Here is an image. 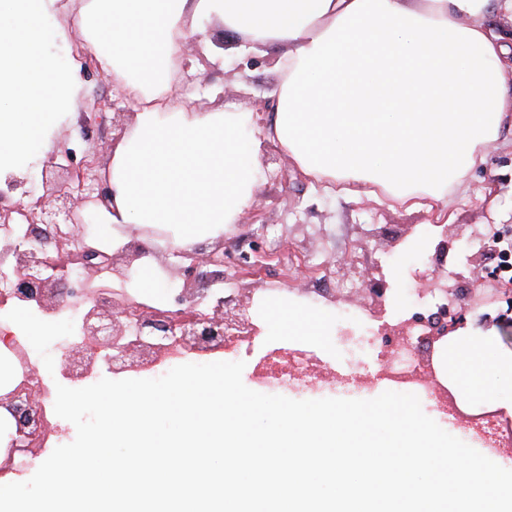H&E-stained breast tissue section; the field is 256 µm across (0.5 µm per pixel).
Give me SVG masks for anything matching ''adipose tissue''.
<instances>
[{"label":"adipose tissue","instance_id":"obj_1","mask_svg":"<svg viewBox=\"0 0 512 512\" xmlns=\"http://www.w3.org/2000/svg\"><path fill=\"white\" fill-rule=\"evenodd\" d=\"M0 0V181L49 154L72 123L94 58L135 102L133 122L103 170L110 205L89 204L97 228L152 227L168 247L223 235L263 178V145L288 154L324 192L436 209L448 221L454 185L502 134L512 135V0ZM223 26L243 58L280 47V87L265 119L197 110L170 99L187 38ZM80 39L60 61L48 43ZM266 329L328 335L324 312L268 311ZM448 381L458 399L512 414V364L466 341Z\"/></svg>","mask_w":512,"mask_h":512}]
</instances>
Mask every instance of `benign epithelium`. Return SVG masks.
I'll return each instance as SVG.
<instances>
[{
  "instance_id": "obj_1",
  "label": "benign epithelium",
  "mask_w": 512,
  "mask_h": 512,
  "mask_svg": "<svg viewBox=\"0 0 512 512\" xmlns=\"http://www.w3.org/2000/svg\"><path fill=\"white\" fill-rule=\"evenodd\" d=\"M46 191L61 205L46 208L40 196L33 206L19 203L0 207V231L4 244L0 247V277L10 282L11 295L22 302H35L47 312L65 306L61 285L70 275L71 266L81 269V288L71 292L75 306L81 309L82 341L65 349L61 356V373L80 378L91 372L102 352L114 374L148 368L178 346L190 352H208L224 348V342L237 336H253L256 328L248 314L233 300L218 298L204 313L196 312L198 299L204 296L202 284L224 280V246L218 244L209 252L171 249L169 254L190 260L185 268L182 292L187 305L163 314L148 310L111 290L94 292L85 288L92 277L103 269L125 277L133 263L149 249L136 241L120 251L109 253L89 245L83 232L81 211L89 201L109 206L111 193L103 185L96 162L90 159L80 169L57 162L52 153L42 168ZM27 212L24 236L16 237L13 213ZM464 323L463 313L444 307L426 320L428 336L435 341L447 336ZM46 393L29 384H21L0 394V408L15 420L13 445L30 448L45 433L41 414Z\"/></svg>"
}]
</instances>
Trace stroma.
Instances as JSON below:
<instances>
[{
	"instance_id": "obj_1",
	"label": "stroma",
	"mask_w": 512,
	"mask_h": 512,
	"mask_svg": "<svg viewBox=\"0 0 512 512\" xmlns=\"http://www.w3.org/2000/svg\"><path fill=\"white\" fill-rule=\"evenodd\" d=\"M276 51L258 57L255 64L240 65L228 58L217 64L203 57L195 75L206 85L221 84L224 105L250 109L259 92L271 91L277 81L274 69ZM112 87L99 80L96 71L85 75V88L79 104V116L72 125L56 135L54 149L64 155L70 147L97 153L101 164H109L112 147V117L100 114L98 105L115 98ZM269 170L255 192L251 211L257 221L238 224L224 233L225 293L237 302L248 304L260 296L285 295L300 310L326 307L331 323L353 315L356 333H364L383 324L401 325L414 313H437L429 295L420 291L422 275H430L431 287L441 281L469 288L485 269L494 268L496 254L483 252L469 239L474 230L488 224L512 221V143L498 142L489 150L482 167L471 171L454 191L455 202L449 211L450 222L441 230L448 238L447 251L436 245L418 249L412 242L424 225L433 222L427 209L387 207L364 197L350 202L325 195L302 176L280 148L268 146L265 153ZM260 245L261 271L257 276L234 278L243 247ZM350 257L353 268L339 266L338 260ZM369 288V295L345 290L347 280ZM466 322L464 331L484 341L494 357L512 360V344L503 340L506 323L512 322V304L504 298L481 306L460 298ZM303 347L314 351L327 366L348 372L350 361H358L371 377L368 388L350 390L317 387L301 390L276 383L261 386L264 394L282 395L294 400L321 398L372 399L381 382L378 355L385 343L362 344L355 353H347L335 337L321 339L304 336L263 335L256 342L254 356L245 360L253 366L257 356L281 347Z\"/></svg>"
}]
</instances>
